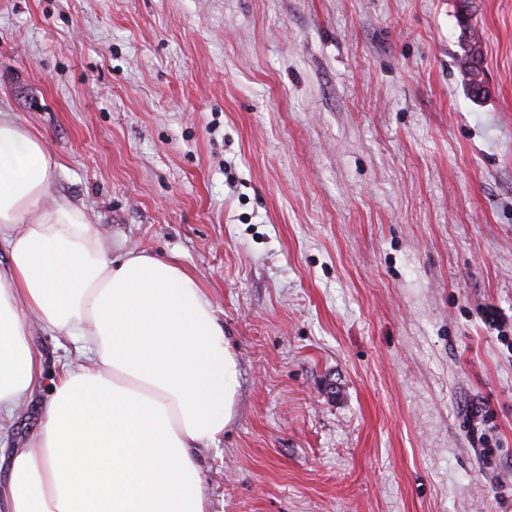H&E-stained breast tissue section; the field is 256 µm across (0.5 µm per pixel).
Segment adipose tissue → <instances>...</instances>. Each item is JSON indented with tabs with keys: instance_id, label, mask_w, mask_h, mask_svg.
<instances>
[{
	"instance_id": "adipose-tissue-1",
	"label": "adipose tissue",
	"mask_w": 512,
	"mask_h": 512,
	"mask_svg": "<svg viewBox=\"0 0 512 512\" xmlns=\"http://www.w3.org/2000/svg\"><path fill=\"white\" fill-rule=\"evenodd\" d=\"M58 163L0 108V421L48 389L8 449L5 512H208L201 452L235 417L237 359L195 275L112 254L81 206L45 207ZM83 362L45 379L32 325ZM45 398L44 392H36L31 400L24 406L9 424L8 447L23 448L29 443L41 426L42 403Z\"/></svg>"
}]
</instances>
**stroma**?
<instances>
[{
	"instance_id": "stroma-1",
	"label": "stroma",
	"mask_w": 512,
	"mask_h": 512,
	"mask_svg": "<svg viewBox=\"0 0 512 512\" xmlns=\"http://www.w3.org/2000/svg\"><path fill=\"white\" fill-rule=\"evenodd\" d=\"M0 106L51 203L210 295L208 512H512V0H0ZM462 26L463 35H466V47L458 61L465 86L469 89L474 98L485 95L484 76L481 68L479 37L474 39L477 31L474 25L469 22L467 16L459 20ZM482 92V93H481Z\"/></svg>"
}]
</instances>
